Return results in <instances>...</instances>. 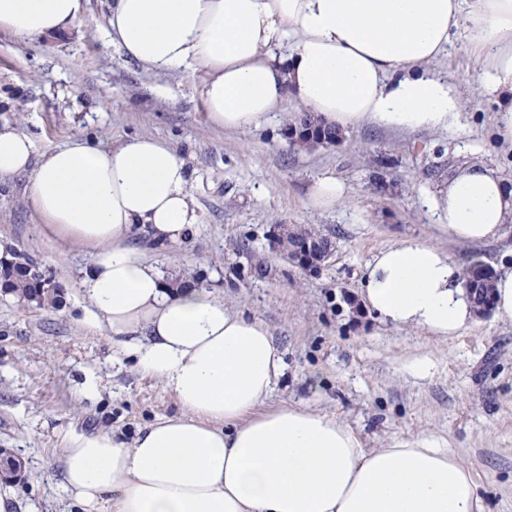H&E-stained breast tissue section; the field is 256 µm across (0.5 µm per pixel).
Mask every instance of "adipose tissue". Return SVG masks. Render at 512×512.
<instances>
[{"label": "adipose tissue", "mask_w": 512, "mask_h": 512, "mask_svg": "<svg viewBox=\"0 0 512 512\" xmlns=\"http://www.w3.org/2000/svg\"><path fill=\"white\" fill-rule=\"evenodd\" d=\"M82 12L83 0H0V32L33 41ZM462 31L484 62L496 136L512 144V0H112L106 28L153 72L202 71L210 123L233 132L291 100L339 131H454L460 95L431 66ZM17 175L47 228L92 251L79 283L90 323L181 409L130 443L104 428L66 433L62 487L84 512H484L474 474L448 449H367L335 418L263 410L282 368L268 326L171 286L147 256L200 222L170 143L75 139L37 162L31 138L6 126L0 179ZM428 205L450 237L486 242L512 223V184L472 164ZM362 297L382 321L437 336L475 315L457 261L414 240L371 258Z\"/></svg>", "instance_id": "obj_1"}]
</instances>
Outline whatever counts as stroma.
Returning a JSON list of instances; mask_svg holds the SVG:
<instances>
[{
  "label": "stroma",
  "instance_id": "stroma-1",
  "mask_svg": "<svg viewBox=\"0 0 512 512\" xmlns=\"http://www.w3.org/2000/svg\"><path fill=\"white\" fill-rule=\"evenodd\" d=\"M108 14V0H86L60 34L28 44L0 33V124L27 133L37 160L75 138L171 142L191 171L201 222L189 241L149 256L166 279L210 290L269 327L283 368L265 408L328 415L367 448L433 441L474 473L488 512H512V319L479 316L444 338L380 322L359 294L372 256L405 239L465 268L512 266V224L497 241L460 244L425 205L472 163L512 182V147L493 137L495 102L467 34L433 66L460 93L457 134L364 126L306 149L282 136L302 111L292 102L247 133L213 127L202 72L157 74L129 59L107 42ZM378 174L387 191L375 189ZM323 176L342 180L352 204L310 210L309 188ZM27 188L24 177L0 181V245L40 264L62 303L22 306L0 293V448L25 464L9 483L14 512H83L60 486L62 434L104 427L129 439L180 408L90 326L79 292L90 255L45 231ZM277 224L330 237L333 257L315 272L288 263L270 246Z\"/></svg>",
  "mask_w": 512,
  "mask_h": 512
}]
</instances>
